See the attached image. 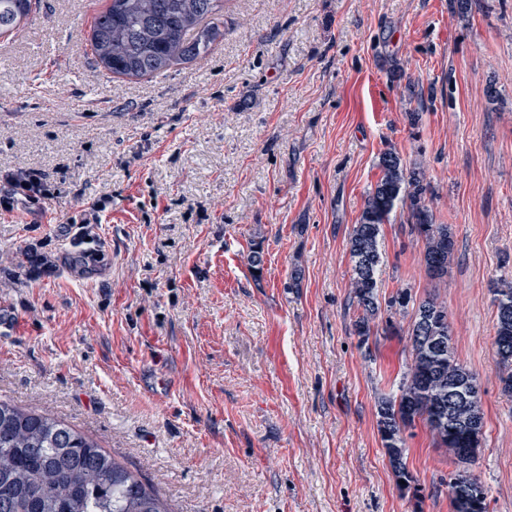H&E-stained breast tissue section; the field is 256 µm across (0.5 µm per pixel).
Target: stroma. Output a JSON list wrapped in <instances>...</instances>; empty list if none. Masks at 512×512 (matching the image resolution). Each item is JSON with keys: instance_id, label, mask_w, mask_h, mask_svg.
<instances>
[{"instance_id": "1", "label": "stroma", "mask_w": 512, "mask_h": 512, "mask_svg": "<svg viewBox=\"0 0 512 512\" xmlns=\"http://www.w3.org/2000/svg\"><path fill=\"white\" fill-rule=\"evenodd\" d=\"M107 5L42 0L0 36V195L28 168L53 193L0 207V400L85 434L172 512H453L429 428L405 432L414 495L377 431L410 314L381 310L365 347L354 327L349 232L393 149L421 164L455 252L433 285L393 212L380 298L446 302L485 414L471 472L488 512H512L493 345L512 283V0L465 19L453 0H223L206 56L141 78L96 62Z\"/></svg>"}]
</instances>
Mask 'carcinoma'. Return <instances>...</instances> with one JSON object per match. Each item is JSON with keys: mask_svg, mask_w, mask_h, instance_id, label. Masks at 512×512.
<instances>
[{"mask_svg": "<svg viewBox=\"0 0 512 512\" xmlns=\"http://www.w3.org/2000/svg\"><path fill=\"white\" fill-rule=\"evenodd\" d=\"M38 8V0H0V34L12 32ZM220 9V0H110L91 30V46L99 64L126 77L156 75L174 65L203 56L218 28L203 22ZM382 176L367 194L349 238L353 262V301L361 310L355 332L363 345L373 335L372 323L380 312L376 273L382 254V225L392 212L407 210L411 233L424 244V262L430 280L434 261L448 265L454 240L448 225L434 222L428 205L430 185L421 166H406L399 154L388 151L379 160ZM430 309L446 313L435 297L421 301L408 335L412 362L394 395L382 396L376 407L377 429L390 466L405 492L413 478L407 467L403 432L416 420L425 421L436 444L458 460L468 448L481 447L463 430L434 422L448 409V383L470 375L453 349L435 351L430 341L450 333L449 325L422 326L421 314ZM496 366L504 390L512 392V286L499 291L494 334ZM457 418H484L481 398L457 409ZM473 477L465 465L451 475L453 512H488L487 501L468 492ZM0 512H171L166 500L145 484L139 474L117 463L98 444L45 413L25 410L0 401Z\"/></svg>", "mask_w": 512, "mask_h": 512, "instance_id": "carcinoma-1", "label": "carcinoma"}]
</instances>
